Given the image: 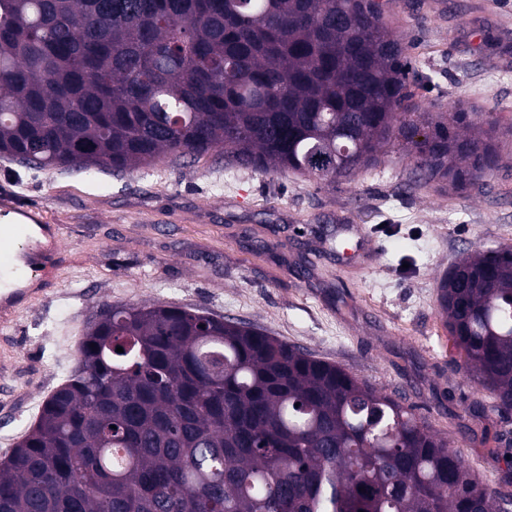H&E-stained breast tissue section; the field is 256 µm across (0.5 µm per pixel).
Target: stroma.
Wrapping results in <instances>:
<instances>
[{
  "label": "stroma",
  "instance_id": "stroma-1",
  "mask_svg": "<svg viewBox=\"0 0 512 512\" xmlns=\"http://www.w3.org/2000/svg\"><path fill=\"white\" fill-rule=\"evenodd\" d=\"M423 112L498 118L499 168L455 192L391 153L352 180L240 168L213 152L115 173L0 157V205L45 212L65 254L44 297L0 328V459L64 380L106 305L171 303L264 329L343 366L417 415L472 477L512 494V412L469 379L437 285L470 249L512 245V0H386ZM374 252L342 262L339 232Z\"/></svg>",
  "mask_w": 512,
  "mask_h": 512
}]
</instances>
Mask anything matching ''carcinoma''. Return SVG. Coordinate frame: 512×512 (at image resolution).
Listing matches in <instances>:
<instances>
[{
  "instance_id": "cac0c4a2",
  "label": "carcinoma",
  "mask_w": 512,
  "mask_h": 512,
  "mask_svg": "<svg viewBox=\"0 0 512 512\" xmlns=\"http://www.w3.org/2000/svg\"><path fill=\"white\" fill-rule=\"evenodd\" d=\"M411 73L376 0H0V154L123 172L222 151L332 184L402 149L429 181L480 185L498 120L417 111ZM438 307L465 374L511 411L512 246L458 262ZM0 512H512V497L369 381L156 303L87 328L0 461Z\"/></svg>"
}]
</instances>
